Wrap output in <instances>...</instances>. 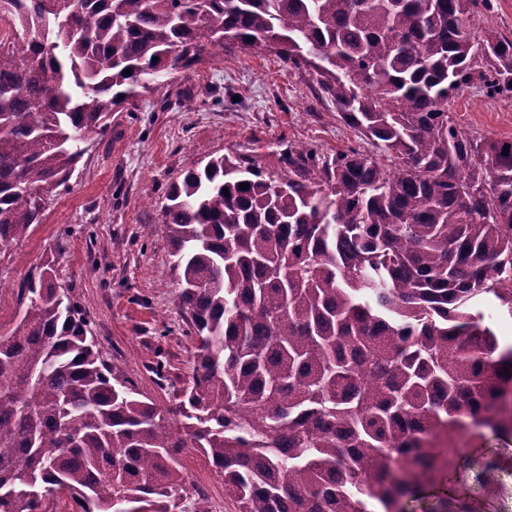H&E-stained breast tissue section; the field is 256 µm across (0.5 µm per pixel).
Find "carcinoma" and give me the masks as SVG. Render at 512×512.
I'll return each instance as SVG.
<instances>
[{
  "instance_id": "obj_1",
  "label": "carcinoma",
  "mask_w": 512,
  "mask_h": 512,
  "mask_svg": "<svg viewBox=\"0 0 512 512\" xmlns=\"http://www.w3.org/2000/svg\"><path fill=\"white\" fill-rule=\"evenodd\" d=\"M8 2L0 251L112 113L208 46L316 59L317 99L394 164L298 144L274 173L221 155L169 185L160 222L194 352L164 407L100 358L43 266L0 334V512H186V448L236 512L497 498V460L453 472L462 435L512 434V345L491 327L512 316V141L448 112L468 88L512 98V38L467 25L493 0Z\"/></svg>"
}]
</instances>
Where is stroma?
Listing matches in <instances>:
<instances>
[{"label": "stroma", "mask_w": 512, "mask_h": 512, "mask_svg": "<svg viewBox=\"0 0 512 512\" xmlns=\"http://www.w3.org/2000/svg\"><path fill=\"white\" fill-rule=\"evenodd\" d=\"M313 75L283 67L276 55L237 48L204 59L159 93L114 113L111 129L78 166V177L48 206L41 224L0 252V330L16 324L17 295L44 263L77 303L102 359L123 368L138 388L166 405L183 386L192 360L190 328L178 303L159 207L182 172L222 154L250 156L279 168L288 145L332 156L370 151L313 96ZM188 106H179L182 97ZM453 120L483 140L512 139V98L467 89L452 99ZM166 379L158 381L156 369ZM183 472L207 502L223 501L224 482L188 448Z\"/></svg>", "instance_id": "35a3bbf8"}]
</instances>
